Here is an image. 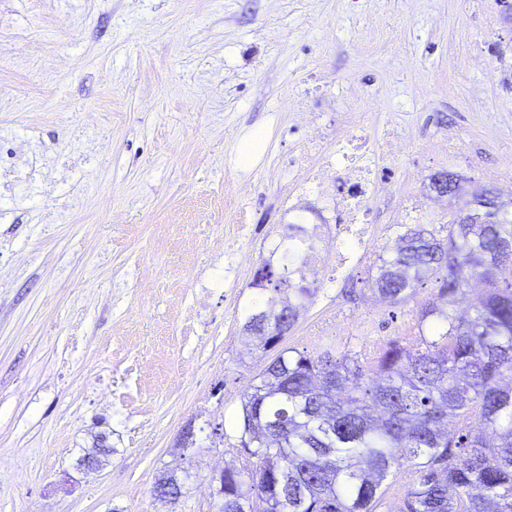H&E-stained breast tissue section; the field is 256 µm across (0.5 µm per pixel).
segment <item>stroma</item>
Segmentation results:
<instances>
[{
	"mask_svg": "<svg viewBox=\"0 0 512 512\" xmlns=\"http://www.w3.org/2000/svg\"><path fill=\"white\" fill-rule=\"evenodd\" d=\"M477 57L503 63L498 83ZM302 110L325 132L314 167L342 113L378 138L399 129L407 149L372 202L386 254L409 203V224L448 222L431 175L483 187L512 156V22L500 0H0V147L30 175L0 187V512H211L212 471L253 468L227 418L276 356L242 329L271 296L254 272L293 219ZM451 123L456 149L434 152ZM259 127L263 150L240 167ZM241 224L238 287L195 312L225 267L213 240ZM374 274L317 282L281 347L370 355L408 337L430 289L394 310ZM97 440L112 454L84 473ZM168 466L172 508L152 495ZM264 141V134L260 130L251 132L244 137L238 145L237 160L239 165L243 167L249 166L254 160L257 148Z\"/></svg>",
	"mask_w": 512,
	"mask_h": 512,
	"instance_id": "1",
	"label": "stroma"
}]
</instances>
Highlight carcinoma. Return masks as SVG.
<instances>
[{"label": "carcinoma", "instance_id": "obj_1", "mask_svg": "<svg viewBox=\"0 0 512 512\" xmlns=\"http://www.w3.org/2000/svg\"><path fill=\"white\" fill-rule=\"evenodd\" d=\"M448 190L472 203L461 178ZM484 224L406 229L377 267L372 289L389 306L433 287L413 345L390 341L372 362L286 349L244 394L239 446L249 473L224 468L215 512H376L392 468L411 466L398 512H512V214L482 210ZM264 262L293 281L303 261L300 227ZM448 252L442 263L441 251ZM484 292L457 304L472 281ZM259 304L244 326L266 322Z\"/></svg>", "mask_w": 512, "mask_h": 512}]
</instances>
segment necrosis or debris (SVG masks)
<instances>
[{
	"label": "necrosis or debris",
	"mask_w": 512,
	"mask_h": 512,
	"mask_svg": "<svg viewBox=\"0 0 512 512\" xmlns=\"http://www.w3.org/2000/svg\"><path fill=\"white\" fill-rule=\"evenodd\" d=\"M402 147L403 139L396 130H388L379 143L355 123L337 139L335 152L326 156L319 168L308 167L306 158L298 159V167L307 172L299 190L319 189L328 182L335 187V234L343 244L329 257L322 250L311 249L305 258L306 274L335 280L350 266L373 261L375 226L369 202L387 191L392 165L401 156Z\"/></svg>",
	"instance_id": "4bbe7bcc"
}]
</instances>
